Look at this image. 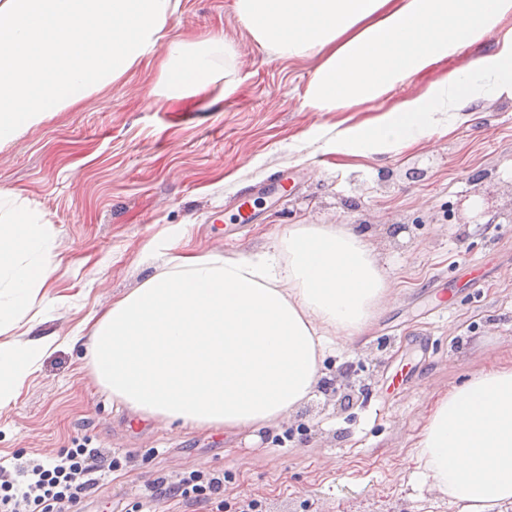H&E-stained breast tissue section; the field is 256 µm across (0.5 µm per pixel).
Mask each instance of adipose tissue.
<instances>
[{"instance_id":"obj_1","label":"adipose tissue","mask_w":512,"mask_h":512,"mask_svg":"<svg viewBox=\"0 0 512 512\" xmlns=\"http://www.w3.org/2000/svg\"><path fill=\"white\" fill-rule=\"evenodd\" d=\"M255 41L277 56L319 57L306 91L317 112L378 101L486 38L465 69L336 134V149L384 155L452 132L490 100L512 101V0H234ZM176 0H0V144L74 107L164 49L161 96L238 88L223 38L164 42ZM44 225L0 210V325L18 326L55 273ZM394 298L364 235L292 224L271 250L179 254L113 302L89 336H27L0 353V409L60 342L85 344L96 380L140 420L260 432L315 394L324 358L366 333ZM417 471L455 512L512 507V365L437 393L415 445Z\"/></svg>"}]
</instances>
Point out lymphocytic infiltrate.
<instances>
[{"label": "lymphocytic infiltrate", "instance_id": "lymphocytic-infiltrate-1", "mask_svg": "<svg viewBox=\"0 0 512 512\" xmlns=\"http://www.w3.org/2000/svg\"><path fill=\"white\" fill-rule=\"evenodd\" d=\"M120 459L83 445L45 457L20 454L0 458V512H73L98 490ZM169 499L224 512V477L193 471L177 477L156 476L147 483L130 512H147Z\"/></svg>", "mask_w": 512, "mask_h": 512}]
</instances>
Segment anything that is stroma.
I'll return each instance as SVG.
<instances>
[{
	"label": "stroma",
	"mask_w": 512,
	"mask_h": 512,
	"mask_svg": "<svg viewBox=\"0 0 512 512\" xmlns=\"http://www.w3.org/2000/svg\"><path fill=\"white\" fill-rule=\"evenodd\" d=\"M165 36L230 42L236 93L159 102L152 56L0 146V189L48 225L59 266L36 299L34 335L84 328L160 269L162 256L266 249L292 224L365 225L396 299L367 336L325 360L322 388L293 420L255 443L139 420L98 384L84 348L63 345L0 410V456L45 457L79 441L124 459L84 512H124L157 474L192 470L223 473L225 505L249 497L262 512H455L419 486L412 453L431 391L512 364V223L465 221L475 191L489 209L512 212V101L484 103L451 134L389 154L339 153L337 131L369 119V106L307 107L318 58L260 47L234 0H180ZM493 48L485 39L392 97L420 94ZM274 174L294 188L257 198L258 220L225 236V203ZM480 268L479 292L461 280L451 304L430 307L434 283ZM405 363L420 365L418 377L389 394L390 374ZM348 368L356 387L345 403L324 386Z\"/></svg>",
	"instance_id": "stroma-1"
}]
</instances>
